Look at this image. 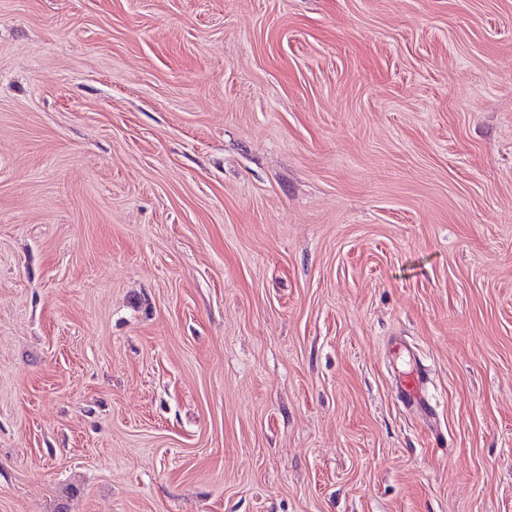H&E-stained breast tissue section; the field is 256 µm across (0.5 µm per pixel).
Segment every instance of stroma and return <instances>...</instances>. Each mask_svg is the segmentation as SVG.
Returning a JSON list of instances; mask_svg holds the SVG:
<instances>
[{
	"instance_id": "35a3bbf8",
	"label": "stroma",
	"mask_w": 512,
	"mask_h": 512,
	"mask_svg": "<svg viewBox=\"0 0 512 512\" xmlns=\"http://www.w3.org/2000/svg\"><path fill=\"white\" fill-rule=\"evenodd\" d=\"M0 512H512V0H0ZM399 392L403 404H415L422 407L424 404L428 403L423 387L421 386V379L414 374L404 377L400 383Z\"/></svg>"
}]
</instances>
